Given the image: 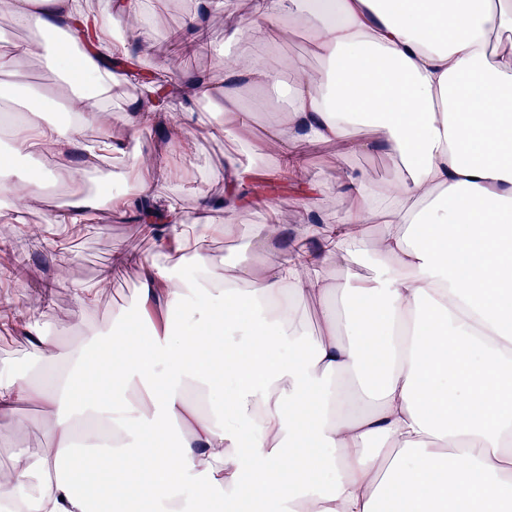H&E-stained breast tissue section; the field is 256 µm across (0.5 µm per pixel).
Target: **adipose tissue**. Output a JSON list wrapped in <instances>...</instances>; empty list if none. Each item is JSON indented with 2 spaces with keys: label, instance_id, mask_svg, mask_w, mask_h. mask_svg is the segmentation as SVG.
<instances>
[{
  "label": "adipose tissue",
  "instance_id": "obj_1",
  "mask_svg": "<svg viewBox=\"0 0 512 512\" xmlns=\"http://www.w3.org/2000/svg\"><path fill=\"white\" fill-rule=\"evenodd\" d=\"M301 4L325 66L307 79L301 62L290 66L298 79L288 112L271 126L275 174L301 178L306 145L339 142L349 154L385 153L398 178L380 184L348 173L340 187L352 204L341 220L252 225L251 259L221 272L205 244L241 232L235 215L253 179L233 158L215 172L223 197L201 194L192 219L150 192L180 173L164 158L131 166L137 195L72 191L66 209L48 217L52 228L148 201L143 229L156 256H129L139 271L137 314L117 313L112 329L85 321L80 342L61 348L31 323L34 355L63 368L49 384L0 371V423L16 425L22 406H39L54 443L36 458L17 455L12 478L0 482L6 512H91L86 484L123 512H142L148 499L184 512L176 487L188 475L194 512H212L219 496L224 512L258 498L285 512H512V50L488 48L493 33L512 29V0H253V11L284 23ZM110 10L137 18L131 42L78 0H0L15 24L42 34L0 54V73L17 78L22 59L50 58L71 114L64 125L45 124L48 96L27 90L14 149L0 153V192L11 205L53 182L54 170L13 162L44 141L73 157L78 185L100 153L137 155L138 111L127 139L104 131L112 91L129 80L104 60L147 52L153 27L147 0H112ZM49 32L62 33L66 47L45 41ZM233 37L250 46L249 61L228 56L217 75L172 84L186 106L166 126L171 152L183 153L198 100L223 116L219 134L239 139L241 85L277 84L265 65L268 28L244 24ZM92 125L103 130L94 145L83 139ZM370 224L379 227L372 242ZM292 239L299 248L267 261L271 243ZM334 267L346 278L332 277ZM301 299L320 322L304 359L283 354L300 340ZM218 374L231 379L220 410L206 405ZM242 422L252 430L246 442ZM173 428L181 434L174 471L165 449ZM143 435L153 453L133 448Z\"/></svg>",
  "mask_w": 512,
  "mask_h": 512
}]
</instances>
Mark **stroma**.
<instances>
[{
    "instance_id": "obj_1",
    "label": "stroma",
    "mask_w": 512,
    "mask_h": 512,
    "mask_svg": "<svg viewBox=\"0 0 512 512\" xmlns=\"http://www.w3.org/2000/svg\"><path fill=\"white\" fill-rule=\"evenodd\" d=\"M156 10L153 27L157 43L151 51L150 66L165 70L170 81L185 82L200 74L213 71L217 57L231 55L247 57V45L232 41L231 35L237 26L251 15L245 0H224V7L208 16V38L196 43L191 53L193 63L171 69L169 57L163 44L165 37L177 41L188 40V19L197 8L196 0H152ZM306 14L293 12L287 27L270 25L271 38L280 47L278 56L269 58L267 66L279 71L282 59L302 61L310 71L322 67V60L306 35ZM242 101L249 114V132L245 142L212 137L215 125L213 110H197L196 124L190 130L195 141L194 157L207 161L214 168L221 167L225 156H234L241 164L270 161L273 153L268 146L269 116L266 93L255 89L242 92ZM308 156V178L327 184L324 193L315 195L310 205H301L293 192L282 191L275 209L256 206L244 211L240 221L244 224H301L308 213L314 212L326 220H335L337 214L345 212L350 204L349 196L335 190L339 172L353 171L364 174L370 181L388 183L398 175L394 160L382 153L344 154L335 144H310ZM71 189L61 182L45 189L34 204L28 205L21 217L25 231L11 234V252L16 256V271L12 274L0 272V304L16 307L24 316L51 327L52 336L58 345L76 341L83 317L75 302L73 290L79 286L97 288L96 305L88 317L101 328L113 325V314L121 309L137 307L138 271L133 267L117 265L121 254H134L153 258L151 238L137 223L131 222L129 213L100 210L85 223L81 235L71 238L64 250L55 251L44 242L38 230L44 225L49 206L61 203ZM211 196L224 194V184L216 178L202 179L196 168H189L186 176L153 183L151 191L160 197L177 198L187 213H195L199 191ZM11 367L25 371L26 375H44L45 367L35 362L31 347L22 333L0 332V369ZM22 419L17 429L0 427V481L11 474L13 456L25 450L39 456L53 446L49 418L35 406L21 408Z\"/></svg>"
}]
</instances>
